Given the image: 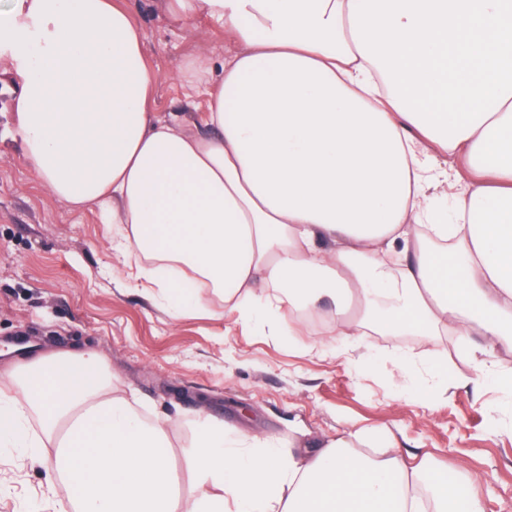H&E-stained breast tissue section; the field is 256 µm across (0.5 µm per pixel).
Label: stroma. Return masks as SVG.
Listing matches in <instances>:
<instances>
[{
  "label": "stroma",
  "mask_w": 512,
  "mask_h": 512,
  "mask_svg": "<svg viewBox=\"0 0 512 512\" xmlns=\"http://www.w3.org/2000/svg\"><path fill=\"white\" fill-rule=\"evenodd\" d=\"M157 76L155 110L206 133L205 97L188 65L221 67L236 46L199 17L175 26L162 0H126ZM15 114L0 109V366L91 345L112 383L148 415L171 420L170 455L183 497L196 487L181 466L200 414L225 429L273 437L306 455L336 434L369 429L401 454L429 456L469 476L484 512H512V391L474 360L472 343L446 332L369 333L318 350L321 327L288 306L260 320L224 319V303L172 317L164 300L126 278L136 260L113 248L117 227L73 214L40 186L13 139ZM448 365L436 378L431 367ZM52 449H0V512H53L43 496L55 473Z\"/></svg>",
  "instance_id": "stroma-1"
}]
</instances>
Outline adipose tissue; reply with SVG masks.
<instances>
[{
	"label": "adipose tissue",
	"mask_w": 512,
	"mask_h": 512,
	"mask_svg": "<svg viewBox=\"0 0 512 512\" xmlns=\"http://www.w3.org/2000/svg\"><path fill=\"white\" fill-rule=\"evenodd\" d=\"M238 44L213 76L205 136L157 118V77L122 0H9L0 58L18 86L15 137L73 212L121 225L139 279L173 314L182 273L246 321L330 298L334 337L512 335V0H165ZM467 178L437 194L436 155ZM276 289L262 297L259 286ZM0 447L51 448L70 493L56 512H483L460 476L410 456H312L198 420L183 503L168 420L115 393L87 348L10 367ZM427 488L421 503L417 488Z\"/></svg>",
	"instance_id": "adipose-tissue-1"
}]
</instances>
